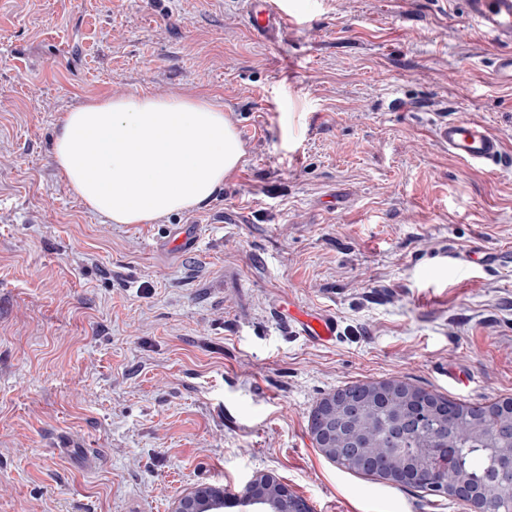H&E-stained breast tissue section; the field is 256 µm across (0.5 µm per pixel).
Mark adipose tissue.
<instances>
[{"mask_svg": "<svg viewBox=\"0 0 512 512\" xmlns=\"http://www.w3.org/2000/svg\"><path fill=\"white\" fill-rule=\"evenodd\" d=\"M53 153L68 192L112 224L197 208L239 164L241 143L203 97L128 95L66 113Z\"/></svg>", "mask_w": 512, "mask_h": 512, "instance_id": "ef3b65f1", "label": "adipose tissue"}]
</instances>
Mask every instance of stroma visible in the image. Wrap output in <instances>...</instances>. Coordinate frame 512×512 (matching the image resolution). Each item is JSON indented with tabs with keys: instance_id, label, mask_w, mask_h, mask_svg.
Instances as JSON below:
<instances>
[{
	"instance_id": "1",
	"label": "stroma",
	"mask_w": 512,
	"mask_h": 512,
	"mask_svg": "<svg viewBox=\"0 0 512 512\" xmlns=\"http://www.w3.org/2000/svg\"><path fill=\"white\" fill-rule=\"evenodd\" d=\"M282 3L263 39L241 0H0V512H171L202 485L245 512L260 472L311 512H472L337 466L309 414L392 379L512 397V171L435 137L473 117L512 151L498 47L462 0ZM127 95L223 111L243 155L207 204L112 224L67 193L59 120ZM293 316L303 336H308L316 342L328 343L337 336L338 324L331 315L309 314L295 310Z\"/></svg>"
}]
</instances>
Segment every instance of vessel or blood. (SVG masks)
Returning a JSON list of instances; mask_svg holds the SVG:
<instances>
[{"mask_svg": "<svg viewBox=\"0 0 512 512\" xmlns=\"http://www.w3.org/2000/svg\"><path fill=\"white\" fill-rule=\"evenodd\" d=\"M246 14L252 30L267 37L284 27L288 15L278 0H245ZM467 14L480 31L492 38L502 52L495 61L498 80L512 85V0H465ZM440 141L451 155L465 164L488 168H511L512 152L480 121L453 118L436 128ZM294 319L303 335L327 343L338 330L336 319L330 315L294 311Z\"/></svg>", "mask_w": 512, "mask_h": 512, "instance_id": "obj_1", "label": "vessel or blood"}]
</instances>
